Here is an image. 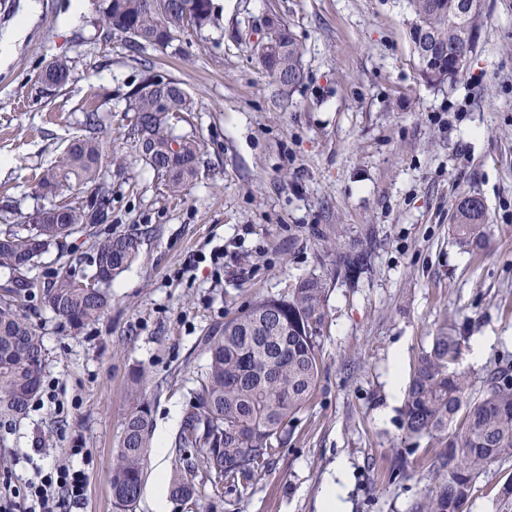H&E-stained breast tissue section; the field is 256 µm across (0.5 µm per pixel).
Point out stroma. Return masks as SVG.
<instances>
[{"label":"stroma","mask_w":512,"mask_h":512,"mask_svg":"<svg viewBox=\"0 0 512 512\" xmlns=\"http://www.w3.org/2000/svg\"><path fill=\"white\" fill-rule=\"evenodd\" d=\"M219 27L183 36L179 54L155 51L156 72L179 80L198 110L174 132L202 144L199 174L170 196L140 161L127 133L124 95L141 67L120 36H106L95 0L78 25L73 0H7L0 9V229L47 206L35 178L84 134L86 111L105 118L112 144V221L104 234L141 236L138 257L111 285L109 309L71 333L31 297L48 364L25 417L0 425V491L35 470L73 464L88 485L80 500L57 490L58 512H116L113 450L130 408L131 374L144 370L153 433L134 512H153L158 464L174 471V442L206 363L205 340L266 296L320 278L328 317L315 394L288 427V444L246 493L215 490L167 512H318L337 460L347 464L345 512H410L434 489L436 441L408 457L389 391L403 350L409 378L435 329L465 326L495 337L481 362L459 364L473 386L487 369L512 366V0H482V26L463 70L423 82L405 0H213ZM293 31L303 78L280 89L255 62L249 39L267 18ZM73 71L61 89L37 76L58 58ZM480 197L489 241L472 252L450 226L458 201ZM367 250L361 273L338 271ZM81 454L70 457V449ZM468 512H512V458L487 465Z\"/></svg>","instance_id":"stroma-1"}]
</instances>
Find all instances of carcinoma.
Listing matches in <instances>:
<instances>
[{"label": "carcinoma", "instance_id": "carcinoma-1", "mask_svg": "<svg viewBox=\"0 0 512 512\" xmlns=\"http://www.w3.org/2000/svg\"><path fill=\"white\" fill-rule=\"evenodd\" d=\"M460 0H408L412 16L438 40L441 51L418 64L430 83L454 79L473 52L479 34L480 0H470V18L459 16ZM98 23L118 33L136 52L181 51L190 31L216 24L212 0H100ZM274 45L252 48L258 65L282 88L301 80V49L291 29L271 19ZM72 70L57 59L39 74L40 83L60 88ZM143 65L139 81L127 92L134 121L128 132L140 160L160 178L171 195L186 191L199 173L200 142L175 136L170 121L191 115L196 104L172 78L156 81ZM97 110L86 115L87 134L72 141L58 160L43 170L41 189H78L80 196L44 224H12L0 231V268L9 270L16 287L0 297V422L27 414L47 366V354L36 327L24 314L27 298L42 303L69 329L79 332L98 321L110 304L108 288L139 253L140 237L101 236L97 225L112 222V191L106 173L112 165L110 142L99 135ZM452 233L456 242L478 251L486 247L488 228L482 200L468 197L456 208ZM77 234L95 238L82 276L62 266L47 282L30 276L41 258ZM366 251L342 258L348 273L367 265ZM328 316L321 279L297 281L284 297H263L224 323L210 337L195 402L185 415L175 445L199 449L188 465L202 469L214 488L247 489L267 471L287 442V426L313 397L321 374L320 335ZM466 336L455 322L441 324L430 346L418 358L409 378L401 411L405 438L418 443L435 439L442 452L434 464L439 481L432 494L414 502L411 512H466L475 482L484 467L512 456V367L489 369L478 390L455 369ZM146 372H132L131 408L114 449L112 497L117 512H132L144 482V462L152 445L151 406ZM168 492L184 502L197 489L182 470L174 471Z\"/></svg>", "mask_w": 512, "mask_h": 512}]
</instances>
